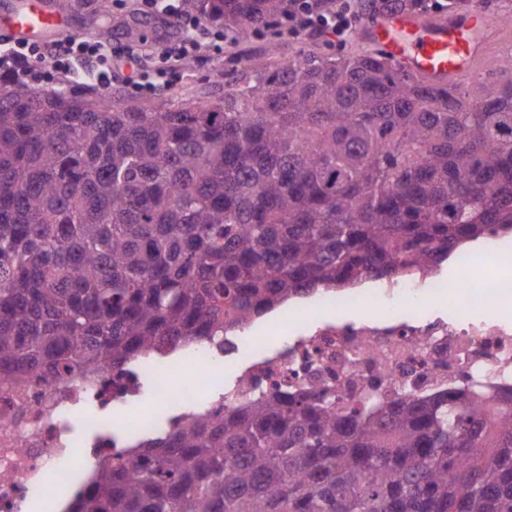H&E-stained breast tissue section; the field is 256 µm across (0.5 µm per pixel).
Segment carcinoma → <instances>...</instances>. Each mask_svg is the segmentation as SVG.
Listing matches in <instances>:
<instances>
[{"label": "carcinoma", "mask_w": 512, "mask_h": 512, "mask_svg": "<svg viewBox=\"0 0 512 512\" xmlns=\"http://www.w3.org/2000/svg\"><path fill=\"white\" fill-rule=\"evenodd\" d=\"M241 35L288 0H183ZM224 95L61 99L0 77V373L201 347L319 288L512 233V78L464 95L378 51L250 58ZM272 391L100 460L67 512H512V412Z\"/></svg>", "instance_id": "carcinoma-1"}]
</instances>
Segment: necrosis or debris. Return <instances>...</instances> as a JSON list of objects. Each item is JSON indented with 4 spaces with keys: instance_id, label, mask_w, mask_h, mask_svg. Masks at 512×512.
<instances>
[{
    "instance_id": "1",
    "label": "necrosis or debris",
    "mask_w": 512,
    "mask_h": 512,
    "mask_svg": "<svg viewBox=\"0 0 512 512\" xmlns=\"http://www.w3.org/2000/svg\"><path fill=\"white\" fill-rule=\"evenodd\" d=\"M480 252L479 262L469 251L457 255L453 281L434 274L356 288L336 304L325 293L295 303L294 333L275 348L253 333L213 342L205 370L234 362L239 374L209 410L243 405L276 386L296 394L322 385L342 406L473 387L512 396V309L498 306L512 293V271L491 266L512 255V236L488 234ZM329 304L336 317L316 319ZM168 370L160 356L123 370L101 367L90 381L65 375L17 386L0 379V512H28L54 484L87 490L99 460L126 447L112 433V410L127 400L148 396L170 425L195 413V374L169 380ZM90 402L95 412L83 413Z\"/></svg>"
}]
</instances>
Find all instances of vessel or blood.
<instances>
[{"label":"vessel or blood","mask_w":512,"mask_h":512,"mask_svg":"<svg viewBox=\"0 0 512 512\" xmlns=\"http://www.w3.org/2000/svg\"><path fill=\"white\" fill-rule=\"evenodd\" d=\"M0 31L31 41L66 34L68 25L47 0H0ZM361 34L397 67L437 83L469 77L497 42L500 28L484 13L425 18L397 12L366 23Z\"/></svg>","instance_id":"vessel-or-blood-1"}]
</instances>
